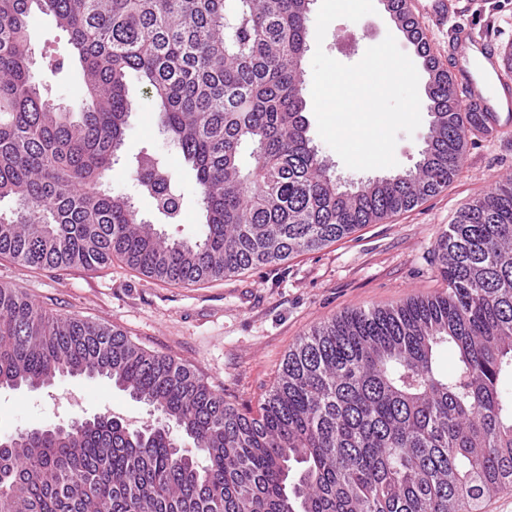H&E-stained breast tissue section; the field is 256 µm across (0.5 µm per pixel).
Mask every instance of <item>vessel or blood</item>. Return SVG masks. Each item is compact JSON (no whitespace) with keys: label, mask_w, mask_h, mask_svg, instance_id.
<instances>
[{"label":"vessel or blood","mask_w":512,"mask_h":512,"mask_svg":"<svg viewBox=\"0 0 512 512\" xmlns=\"http://www.w3.org/2000/svg\"><path fill=\"white\" fill-rule=\"evenodd\" d=\"M411 13L428 25L449 28L448 74L454 81L463 111L478 115V134L490 141L512 129V82L495 41L476 33L465 21L449 23V0H411Z\"/></svg>","instance_id":"b4317fda"}]
</instances>
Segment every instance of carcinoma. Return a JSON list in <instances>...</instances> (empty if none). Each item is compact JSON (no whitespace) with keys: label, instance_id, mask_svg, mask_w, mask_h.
<instances>
[{"label":"carcinoma","instance_id":"1","mask_svg":"<svg viewBox=\"0 0 512 512\" xmlns=\"http://www.w3.org/2000/svg\"><path fill=\"white\" fill-rule=\"evenodd\" d=\"M302 0H0V257L98 270L116 258L197 286L321 249L414 209L462 170L467 120L417 23L432 131L414 169L347 191L311 146ZM69 34L86 106L64 112L31 69L28 17ZM139 75L159 127L193 171L204 223L170 239L103 188ZM141 191L167 219L178 186L147 150ZM448 291L315 326L256 411L124 333L48 314L0 285V387L104 377L167 426L99 416L21 429L0 452V512H482L512 488V177L461 209L437 242ZM453 353L444 369L441 352Z\"/></svg>","mask_w":512,"mask_h":512}]
</instances>
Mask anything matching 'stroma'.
<instances>
[{
	"label": "stroma",
	"instance_id": "stroma-1",
	"mask_svg": "<svg viewBox=\"0 0 512 512\" xmlns=\"http://www.w3.org/2000/svg\"><path fill=\"white\" fill-rule=\"evenodd\" d=\"M459 19L512 52V0H452ZM375 12L353 22L333 21L323 49L352 65L366 49L393 35L406 55L415 48L375 0ZM33 69L48 99L73 111L83 108V80L70 58L68 35L41 13L29 19ZM61 60L54 71L50 61ZM128 88L135 110L104 182L129 197L140 217L161 224L153 198L140 192L130 163L142 149L160 157L179 182L181 210L174 224H161L173 239L194 238L201 222L200 191L182 157L160 133L151 97L136 75ZM421 125L399 134L396 172L413 169L430 132L428 99H421ZM512 175V138L468 140L463 169L448 189L411 211L368 224L350 237L279 264L263 265L200 287L170 285L147 278L120 261L98 271L32 269L0 259V284L26 293L57 316L77 315L122 330L142 347L173 357L204 378L238 408H257L276 383L289 350L316 323L342 312L396 306L414 295L445 292L435 253L437 240L458 212L503 176ZM130 428L158 424L153 407L132 400L111 381L65 376L32 389L0 388V440L24 428L58 425L102 414Z\"/></svg>",
	"mask_w": 512,
	"mask_h": 512
}]
</instances>
